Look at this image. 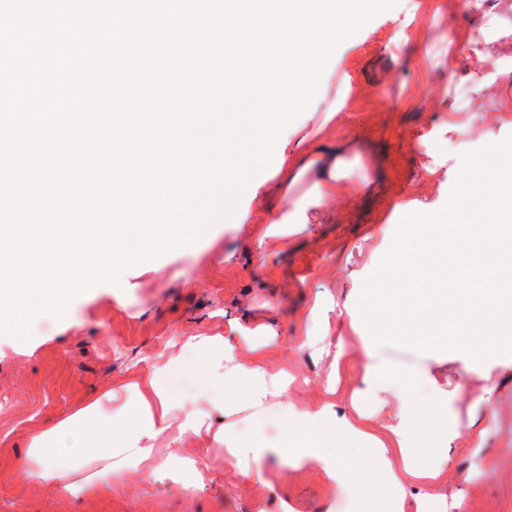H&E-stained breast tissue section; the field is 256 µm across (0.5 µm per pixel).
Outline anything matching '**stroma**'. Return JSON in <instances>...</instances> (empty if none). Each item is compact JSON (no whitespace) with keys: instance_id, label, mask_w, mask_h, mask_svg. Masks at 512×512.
I'll use <instances>...</instances> for the list:
<instances>
[{"instance_id":"obj_1","label":"stroma","mask_w":512,"mask_h":512,"mask_svg":"<svg viewBox=\"0 0 512 512\" xmlns=\"http://www.w3.org/2000/svg\"><path fill=\"white\" fill-rule=\"evenodd\" d=\"M463 3L436 0V13L407 26L395 11L382 13L330 60L317 94L320 110L295 124L313 134L331 106L343 104L350 114L336 138L352 145L344 171L361 193L336 223L263 238L260 225L219 221L192 246L126 271L121 287L100 285L79 296L63 320L39 317L30 340L0 335V512H359L351 495L327 486L313 468L271 464L266 482H240L210 433L179 445L181 455L208 466L194 488L161 468L109 496L61 498L42 482L12 474L42 423L109 391L123 403L124 385L179 353L190 336L223 334L245 362L241 330L269 325L276 336L265 364L299 369L300 379L263 411L243 401L224 417L241 433L277 435L293 411L324 397L332 358L308 347L303 331L319 334L336 324L333 302L358 301L405 214L394 194L412 201L414 211H438L461 154L512 135V112L496 109L497 82L482 70L465 82L449 80L452 65L436 37L466 32L488 65L511 70L512 0H484L491 25ZM426 54L436 68L405 63ZM435 157L441 164L426 175L423 166ZM476 416L485 443L459 447L448 492L462 498L461 512H497L512 498V372L500 377Z\"/></svg>"}]
</instances>
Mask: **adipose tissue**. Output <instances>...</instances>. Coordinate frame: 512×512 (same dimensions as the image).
I'll use <instances>...</instances> for the list:
<instances>
[{"mask_svg":"<svg viewBox=\"0 0 512 512\" xmlns=\"http://www.w3.org/2000/svg\"><path fill=\"white\" fill-rule=\"evenodd\" d=\"M347 145L326 148L308 145L300 129L283 130L278 141L279 160L253 190L252 203L243 221L262 225L263 235L279 233L284 225L318 224L334 220L354 188L343 173ZM314 174L315 202L295 200L286 212L274 210L271 198L287 193L307 174ZM429 289L400 286L379 290L357 307L339 311V330L357 336L363 363L351 386L348 410L336 411V396L328 394L314 406L294 412L291 424L278 439L262 435L225 432L224 446L230 458L248 460L239 471L242 481L261 483L265 465L276 460L283 466L314 463L326 480L349 488L363 512H457L462 502L445 488L455 469V445L482 447L485 431L475 417L448 425V398L460 396L464 386L447 389L444 370L456 363L464 376L482 384L484 399H491L501 370L512 360L500 352L512 340V299L499 291L468 290L458 296L457 334H449L448 319L435 313L424 299ZM386 321L400 329L401 340L413 358L395 363L389 353L392 337L373 330ZM242 341L254 354L251 363L237 361L233 347L223 336H193L179 355L171 357L161 372L186 368L201 374L208 392L207 404L183 409V401L162 389L156 377L130 383L129 397L114 411L101 409L92 400L74 414L32 433L23 469L53 486L64 497L111 495L114 484L131 483L154 467L187 474L189 486L202 484L203 472L195 459L162 452L159 440L176 442L209 428L213 412L227 411L246 394L249 405L263 409L284 396L294 380L288 369L270 370L263 365L264 343L253 336ZM335 418L332 431H324L326 418ZM362 449L377 461L379 477L368 481L359 460L349 448ZM95 463V473L77 477L76 460Z\"/></svg>","mask_w":512,"mask_h":512,"instance_id":"ef3b65f1","label":"adipose tissue"}]
</instances>
